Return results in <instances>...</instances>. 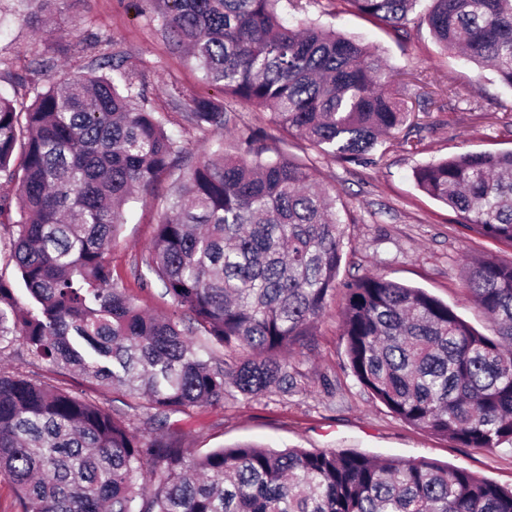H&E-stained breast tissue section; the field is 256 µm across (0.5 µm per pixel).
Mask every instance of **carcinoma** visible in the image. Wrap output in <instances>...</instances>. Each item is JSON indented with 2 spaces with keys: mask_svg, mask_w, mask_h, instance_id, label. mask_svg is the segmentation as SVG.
Listing matches in <instances>:
<instances>
[{
  "mask_svg": "<svg viewBox=\"0 0 512 512\" xmlns=\"http://www.w3.org/2000/svg\"><path fill=\"white\" fill-rule=\"evenodd\" d=\"M26 2L43 24L61 0ZM344 2L401 28L418 0ZM146 5L208 83L334 161L375 162L381 136L408 119L381 56L322 25L284 22L288 7L306 13L302 0ZM426 22L445 49L490 63L512 88V0H433ZM106 63L112 74L68 73L29 103L0 94V180L15 187L0 195V216L20 273L18 285L0 277V359L73 371L133 410L0 370V473L21 512H512V490L426 460L253 444L188 456L174 417L227 396L288 393V356L338 288L350 368L373 397L461 447L512 445V263L464 261L488 335L421 288L378 273L339 281L338 196L224 102L171 84L170 104L206 146L135 270L179 316L144 312L114 284L108 253L124 206L182 170L189 150L147 98L159 71L116 49ZM414 179L460 223L512 247V151L466 152Z\"/></svg>",
  "mask_w": 512,
  "mask_h": 512,
  "instance_id": "obj_1",
  "label": "carcinoma"
}]
</instances>
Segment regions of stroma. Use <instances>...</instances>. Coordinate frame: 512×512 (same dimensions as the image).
Masks as SVG:
<instances>
[{
  "label": "stroma",
  "instance_id": "35a3bbf8",
  "mask_svg": "<svg viewBox=\"0 0 512 512\" xmlns=\"http://www.w3.org/2000/svg\"><path fill=\"white\" fill-rule=\"evenodd\" d=\"M429 4L430 0H421L402 33L357 14L346 0H307L308 18L361 41L399 72L410 115L385 139L372 164L328 160L292 135H282L278 147L319 171L322 182L345 206L351 251L342 264L341 279L378 272L422 288L484 333L489 322L463 286V258L510 263L512 248L460 224L452 209L417 187L413 172L464 152L512 150V88L492 68L479 67L436 43L425 22ZM52 26V32H39L28 21L22 0H0V57L12 63L10 74L0 75L1 93L34 97L53 78L52 73L36 71L37 60L52 59L61 68H93L114 43L125 51L129 64L158 67L163 83L147 88L157 104H165L169 84L214 98L219 95L183 53L168 49L159 18L150 15L142 0H62ZM452 84L467 85L468 90L449 97ZM426 90L444 102V111L425 113ZM171 187V182H164L154 193L128 204L127 222L108 255L115 283L155 314L170 313L171 308L160 286L140 287L134 267L154 234ZM344 306V294L329 299L313 335L290 355L294 386L288 394L229 397L223 405L194 410L180 423L185 448L194 455L247 443L275 449H348L464 468L512 488V447L463 448L410 426L356 381L341 336ZM7 366L86 394L106 408L122 407L112 390L87 388L81 379L49 364L20 365L11 360Z\"/></svg>",
  "mask_w": 512,
  "mask_h": 512
}]
</instances>
